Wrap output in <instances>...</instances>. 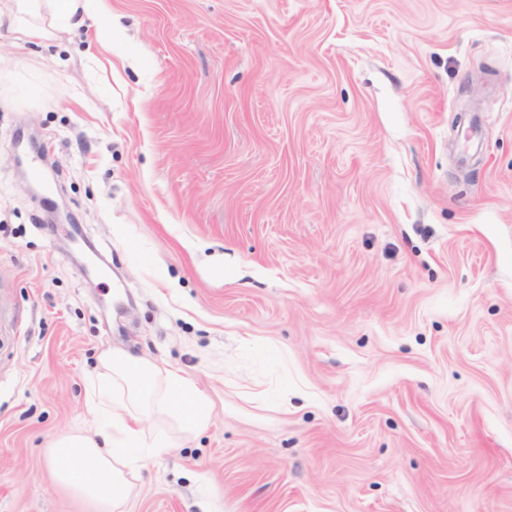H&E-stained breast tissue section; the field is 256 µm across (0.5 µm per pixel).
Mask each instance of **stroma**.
Here are the masks:
<instances>
[{
    "label": "stroma",
    "instance_id": "35a3bbf8",
    "mask_svg": "<svg viewBox=\"0 0 512 512\" xmlns=\"http://www.w3.org/2000/svg\"><path fill=\"white\" fill-rule=\"evenodd\" d=\"M106 8L0 28V512L115 348L210 406L125 512H512V0Z\"/></svg>",
    "mask_w": 512,
    "mask_h": 512
}]
</instances>
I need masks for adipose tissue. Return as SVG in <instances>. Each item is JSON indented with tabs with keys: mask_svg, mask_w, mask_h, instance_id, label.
<instances>
[{
	"mask_svg": "<svg viewBox=\"0 0 512 512\" xmlns=\"http://www.w3.org/2000/svg\"><path fill=\"white\" fill-rule=\"evenodd\" d=\"M84 15L105 17L104 0H0V24L12 26L22 38L48 37L50 30L75 26ZM99 363L90 393L103 422L93 434L58 438L49 453L63 487L99 512H119L128 474L168 446L166 437L145 430L144 418L189 436L207 426L210 409L177 370L117 350L103 353Z\"/></svg>",
	"mask_w": 512,
	"mask_h": 512,
	"instance_id": "adipose-tissue-1",
	"label": "adipose tissue"
}]
</instances>
